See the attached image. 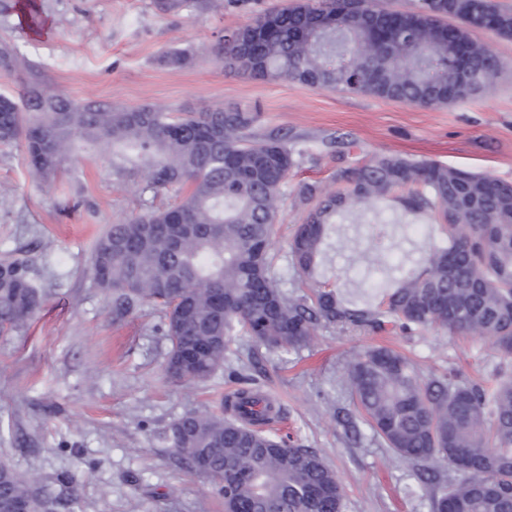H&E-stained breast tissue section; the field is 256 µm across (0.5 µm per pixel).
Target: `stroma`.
<instances>
[{"label": "stroma", "mask_w": 512, "mask_h": 512, "mask_svg": "<svg viewBox=\"0 0 512 512\" xmlns=\"http://www.w3.org/2000/svg\"><path fill=\"white\" fill-rule=\"evenodd\" d=\"M287 0H36V22L23 0H0V39L73 99L95 97L137 106L159 101L173 111L215 103L258 107V132L288 133L298 151L271 241L278 286L301 291L288 242L307 214L299 183L337 190L335 174L373 153H400L468 168L512 183V39L477 31L503 67L476 97L423 108L369 96L252 80L206 57L225 30L244 26ZM170 52L189 55L180 68ZM173 189L146 191L143 180L116 183L104 158L66 164L47 185L29 171L22 147L0 144V259L25 261L45 302L20 332L0 336V463L34 477L56 499V512H224L212 478L195 472L157 440L185 411L216 409L258 359L253 388L275 399L279 435L315 449L345 489V512H433L413 469L392 455L367 424L346 437L335 413L350 409L346 367L365 346L387 345L423 372L454 369L460 380L496 383L512 376L481 340L440 330L413 335L319 329L305 346L269 351L248 340L232 345L224 370L202 383L165 375L169 343L161 314L141 304L122 316L90 273L97 235L107 224L178 201ZM387 232L391 262L421 259L448 239L428 215L410 216L402 192L336 215L315 269L341 299L363 302L357 280L379 276L373 239ZM75 477L77 490L66 479Z\"/></svg>", "instance_id": "35a3bbf8"}]
</instances>
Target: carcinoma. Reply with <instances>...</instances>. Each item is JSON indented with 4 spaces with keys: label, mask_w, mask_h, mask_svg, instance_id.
I'll return each mask as SVG.
<instances>
[{
    "label": "carcinoma",
    "mask_w": 512,
    "mask_h": 512,
    "mask_svg": "<svg viewBox=\"0 0 512 512\" xmlns=\"http://www.w3.org/2000/svg\"><path fill=\"white\" fill-rule=\"evenodd\" d=\"M475 30L512 37V9L497 0H417L407 10L374 0H295L224 31L212 53L224 70L254 80L433 108L450 96L473 98L460 86L461 71L484 87L500 73L492 50H471ZM0 69L27 72L19 100L0 95V143L21 145L38 178L51 182L67 161L96 155L110 159L118 182L140 177L146 191L181 190L171 206L107 225L91 261L115 311L137 303L161 310L174 381L212 376L241 336L269 351L298 348L326 326L443 329L512 359V184L383 153L340 170L337 191L299 186L309 210L289 248L308 292L290 297L278 288L269 251L295 164L288 134L258 133L256 111L240 105L174 112L64 97L7 40ZM394 190L407 192L408 213H430L446 227L448 246L426 253L422 270L391 292L375 287L379 302L347 305L314 278L326 226L355 202ZM42 302L26 265L0 262L1 336L25 328ZM347 384L358 417L413 467L434 512H512L511 377L489 388L424 375L398 351L375 346L349 360ZM279 418L267 396L241 389L217 411L183 413L157 439L216 482L224 512H344L335 471L314 449L276 438ZM16 500L28 512L53 507L27 476L0 465V512Z\"/></svg>",
    "instance_id": "cac0c4a2"
}]
</instances>
